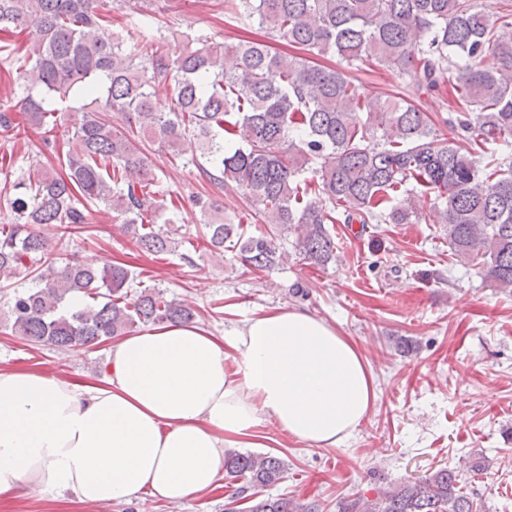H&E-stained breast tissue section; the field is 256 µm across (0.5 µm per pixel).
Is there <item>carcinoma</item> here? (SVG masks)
Masks as SVG:
<instances>
[{"mask_svg": "<svg viewBox=\"0 0 512 512\" xmlns=\"http://www.w3.org/2000/svg\"><path fill=\"white\" fill-rule=\"evenodd\" d=\"M225 10L255 19L267 39L185 38L178 53L135 62L129 44L155 39L153 17L127 16L123 32L99 0H0V32L30 27L25 47L5 39L0 51L21 60L17 105L34 128L55 127L52 98L73 89L90 102L72 126L62 170L23 176L12 186L10 223L0 224V278L31 276L8 311L15 335L36 345L94 346L147 324H182L192 312L161 291H132L119 264L57 262L37 230L55 224L66 235L104 206L151 255L172 251L155 227V175L139 147L159 142L179 156L185 137L213 180L245 192L270 231L244 235L241 224L204 216L209 244L230 247L252 266L282 257L274 234L292 233L303 259L324 266L336 257L328 224H414L420 199L434 195L432 223L448 233L455 256L481 266L486 280L512 292V159L479 167L470 148L442 136L420 95L448 87L459 126L476 144H512V4L498 11L482 0H225ZM333 55L348 68H390L408 84L373 105L340 69L302 52ZM235 65L224 67L225 55ZM175 83L160 103L153 87ZM122 121L112 123V113ZM224 470L246 480L233 501L247 512H319V504L263 497L284 477L276 456L228 452ZM338 512H477L455 467H441L369 498L354 494Z\"/></svg>", "mask_w": 512, "mask_h": 512, "instance_id": "obj_1", "label": "carcinoma"}]
</instances>
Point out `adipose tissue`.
Masks as SVG:
<instances>
[{"label":"adipose tissue","instance_id":"ef3b65f1","mask_svg":"<svg viewBox=\"0 0 512 512\" xmlns=\"http://www.w3.org/2000/svg\"><path fill=\"white\" fill-rule=\"evenodd\" d=\"M375 397L353 341L278 308L214 335L161 324L122 337L100 377L0 370V499L28 486L107 504L213 489L224 449L264 423L320 448L351 437Z\"/></svg>","mask_w":512,"mask_h":512}]
</instances>
